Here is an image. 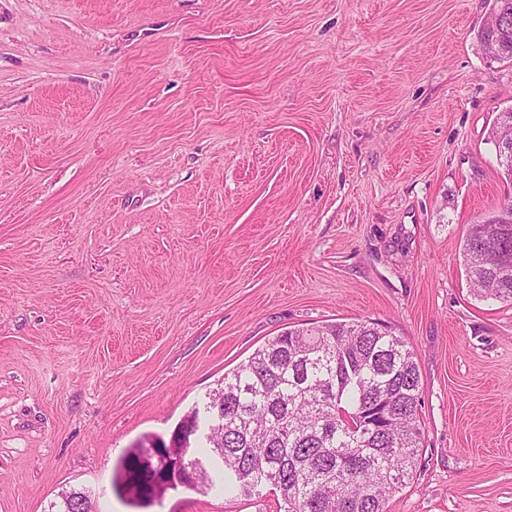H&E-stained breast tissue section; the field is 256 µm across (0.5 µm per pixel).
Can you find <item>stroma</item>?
<instances>
[{
  "instance_id": "stroma-1",
  "label": "stroma",
  "mask_w": 512,
  "mask_h": 512,
  "mask_svg": "<svg viewBox=\"0 0 512 512\" xmlns=\"http://www.w3.org/2000/svg\"><path fill=\"white\" fill-rule=\"evenodd\" d=\"M492 0H0V512H143L170 440L281 331L391 326L422 380L387 512H512V304L461 243L512 200ZM168 490L144 512H278ZM147 448H131L125 456L119 460L118 470L123 476L128 478L130 482L141 491L139 493V505L141 508L151 506L155 498V490L151 484H146L148 476L141 466V459L145 456L144 453ZM159 456L157 452L150 451L148 456H145L149 462L142 463L148 472L156 467Z\"/></svg>"
}]
</instances>
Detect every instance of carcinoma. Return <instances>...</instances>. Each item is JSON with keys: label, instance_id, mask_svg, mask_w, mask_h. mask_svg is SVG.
<instances>
[{"label": "carcinoma", "instance_id": "1", "mask_svg": "<svg viewBox=\"0 0 512 512\" xmlns=\"http://www.w3.org/2000/svg\"><path fill=\"white\" fill-rule=\"evenodd\" d=\"M479 42L495 61L512 62V0H493ZM512 222L498 211L468 227L462 256L469 287L480 298L512 303ZM210 402L224 406V442L216 448L214 475L196 488H223L244 496L265 489L283 512H387L389 499L417 473L423 430L422 382L412 350L388 327L369 321H336L282 331L247 362L224 373ZM193 410L173 430L171 445L154 450L195 459L199 430ZM145 449L132 448L118 470L151 506L154 487L141 466ZM50 512H82L65 490Z\"/></svg>", "mask_w": 512, "mask_h": 512}]
</instances>
